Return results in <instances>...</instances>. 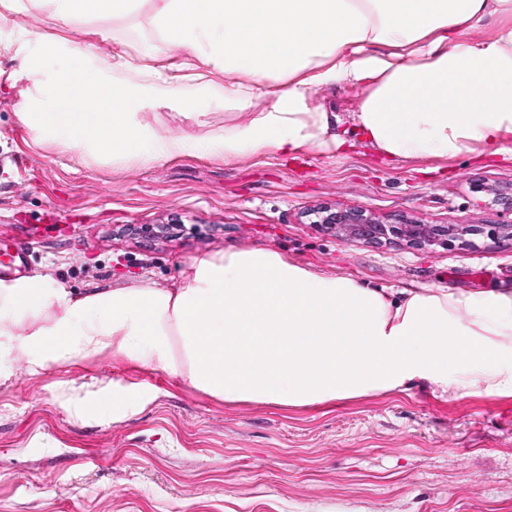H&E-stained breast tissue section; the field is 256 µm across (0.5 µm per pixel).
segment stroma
I'll return each instance as SVG.
<instances>
[{
  "instance_id": "stroma-1",
  "label": "stroma",
  "mask_w": 512,
  "mask_h": 512,
  "mask_svg": "<svg viewBox=\"0 0 512 512\" xmlns=\"http://www.w3.org/2000/svg\"><path fill=\"white\" fill-rule=\"evenodd\" d=\"M0 0V74L17 70L21 32L40 54L58 40L114 49L117 24L69 30L35 7ZM203 122L161 109L159 133L224 132V102L201 89ZM364 90L322 86L311 103L336 114L340 149L263 152L233 161L187 154L115 165L37 137L18 116L19 93L0 81V262L25 251L16 279L46 276L75 291L146 277L171 285L193 258L265 248L314 271L400 291L512 290V222L495 197L512 193V136L501 154L392 162L350 119ZM363 211L394 224L466 227L425 249L393 239L351 242L309 212ZM183 224V238L142 242L124 226ZM136 395L119 416L76 418L100 388ZM0 512H512V396L440 392L420 383L321 406L227 405L109 353L13 363L0 380Z\"/></svg>"
}]
</instances>
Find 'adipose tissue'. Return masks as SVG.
I'll return each mask as SVG.
<instances>
[{
	"instance_id": "adipose-tissue-1",
	"label": "adipose tissue",
	"mask_w": 512,
	"mask_h": 512,
	"mask_svg": "<svg viewBox=\"0 0 512 512\" xmlns=\"http://www.w3.org/2000/svg\"><path fill=\"white\" fill-rule=\"evenodd\" d=\"M57 24L136 18L142 0H30ZM493 23L489 37L470 31ZM159 65L81 47L50 72L27 57L19 117L39 135L115 164L187 153L234 160L342 145L313 88L360 86L352 115L382 157L454 158L512 135V0H154ZM181 53L165 62L167 49ZM224 72V133L159 134L154 108ZM106 352L161 369L225 404L308 407L414 382L512 395V291L392 293L268 249L191 260L177 283L143 278L82 293L35 277L0 284V362L30 373Z\"/></svg>"
}]
</instances>
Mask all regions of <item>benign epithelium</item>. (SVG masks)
<instances>
[{
    "instance_id": "obj_1",
    "label": "benign epithelium",
    "mask_w": 512,
    "mask_h": 512,
    "mask_svg": "<svg viewBox=\"0 0 512 512\" xmlns=\"http://www.w3.org/2000/svg\"><path fill=\"white\" fill-rule=\"evenodd\" d=\"M316 214L317 223L336 230V234L347 241L380 244L393 236L411 246L426 248L443 244L467 232L464 227L447 224H421L414 221L383 224L359 210L351 209L324 207L316 211Z\"/></svg>"
}]
</instances>
